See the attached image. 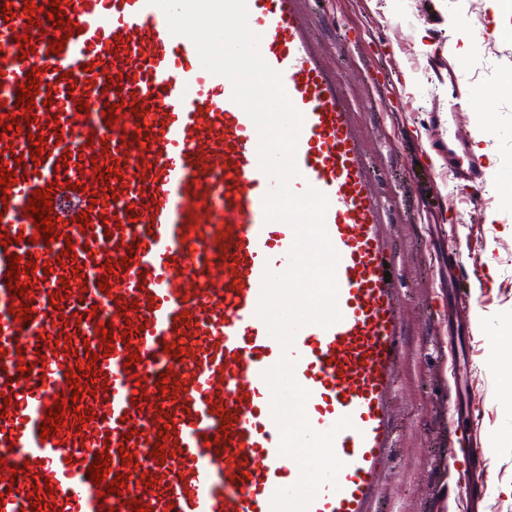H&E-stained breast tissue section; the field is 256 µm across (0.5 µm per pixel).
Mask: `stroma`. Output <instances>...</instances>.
<instances>
[{
  "instance_id": "35a3bbf8",
  "label": "stroma",
  "mask_w": 512,
  "mask_h": 512,
  "mask_svg": "<svg viewBox=\"0 0 512 512\" xmlns=\"http://www.w3.org/2000/svg\"><path fill=\"white\" fill-rule=\"evenodd\" d=\"M320 47L336 69L380 183L385 225L395 239L407 352L398 366L396 447L385 464L383 498L391 512H472L452 491L445 465L448 429L477 437L487 464L482 512H512V404L502 395L489 333L512 330V208L495 185L512 179V96L502 98L480 146L498 161L485 182L453 186L431 153V114L448 109L446 60L463 39L493 27L491 11L470 12L469 0H321L315 7ZM429 53H422V46ZM512 74V37L487 54L471 50L461 64L476 96ZM413 93L403 94L405 82ZM481 198L482 215L448 212L464 194ZM468 257L472 335L464 353L448 336V249Z\"/></svg>"
}]
</instances>
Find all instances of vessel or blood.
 Wrapping results in <instances>:
<instances>
[{"mask_svg":"<svg viewBox=\"0 0 512 512\" xmlns=\"http://www.w3.org/2000/svg\"><path fill=\"white\" fill-rule=\"evenodd\" d=\"M24 3L0 0V114L17 123L0 135V166L15 175L0 211V512H133L136 499L149 512H272L275 494L301 477L281 451L264 379L285 357L314 431L352 422L334 439L337 482L323 484L307 512H370L396 442L405 353L400 289L384 278L395 246L306 0H247L259 52L303 117L290 188L326 196L339 256L340 320L303 326L287 348L256 311L266 273L289 266L295 232L266 218L273 180L232 82L205 70L193 42L172 35L147 0H60L68 33L49 20L51 0H34L31 18ZM59 37L63 48L51 53ZM31 72L39 90L27 110L17 96ZM448 77L454 119L432 131L453 146L449 177L477 186L485 172L462 126L472 89L456 66ZM47 188L58 221L48 243L26 209ZM14 256L38 265L21 295L8 285ZM24 303L26 322L11 311ZM74 381L83 400L67 403L58 434L41 436ZM157 445L163 457L153 456ZM98 455L110 459L108 479L124 478L121 493L91 480ZM482 455L470 449L456 484L476 503Z\"/></svg>","mask_w":512,"mask_h":512,"instance_id":"vessel-or-blood-1","label":"vessel or blood"}]
</instances>
